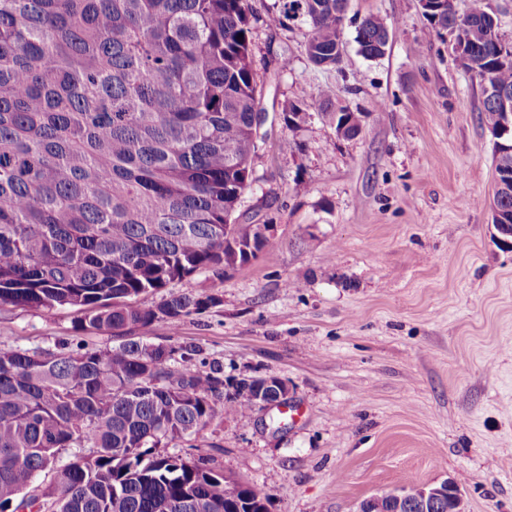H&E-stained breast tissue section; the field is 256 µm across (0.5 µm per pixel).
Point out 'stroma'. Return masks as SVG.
Masks as SVG:
<instances>
[{
  "label": "stroma",
  "instance_id": "stroma-1",
  "mask_svg": "<svg viewBox=\"0 0 512 512\" xmlns=\"http://www.w3.org/2000/svg\"><path fill=\"white\" fill-rule=\"evenodd\" d=\"M250 6L268 139L236 215L274 230L250 263L149 294L206 305L131 336L175 349V368L276 378L288 396L215 417L167 453L196 451L253 482L270 512H355L371 495L446 480L468 512H512V247L491 225L483 85L417 0H348L331 69L309 62L307 27L279 21L278 0ZM368 15L393 33L376 60L355 41ZM291 101L307 114L294 131L279 118ZM340 107L366 115L353 139L336 136ZM286 136L296 146L284 154ZM81 317L0 307V349L120 344Z\"/></svg>",
  "mask_w": 512,
  "mask_h": 512
}]
</instances>
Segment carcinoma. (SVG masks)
Listing matches in <instances>:
<instances>
[{
  "label": "carcinoma",
  "mask_w": 512,
  "mask_h": 512,
  "mask_svg": "<svg viewBox=\"0 0 512 512\" xmlns=\"http://www.w3.org/2000/svg\"><path fill=\"white\" fill-rule=\"evenodd\" d=\"M282 2L308 27L309 61L335 63L347 0ZM424 17L438 33L457 28L455 59L486 84L484 120L496 126L512 62H499L487 0H471L459 26L453 0ZM250 35L248 0H0V306L74 307L120 336L204 305L142 297L257 257L268 240L235 219L261 111ZM389 38L374 16L356 27L367 59ZM334 117L346 138L361 133L364 113ZM501 140L491 209L512 239V135ZM173 354L142 340L0 349V512H269L256 486L161 452L258 398L239 382L224 392L217 372L174 368ZM453 509L446 495L426 507L412 493L386 507Z\"/></svg>",
  "instance_id": "obj_1"
}]
</instances>
